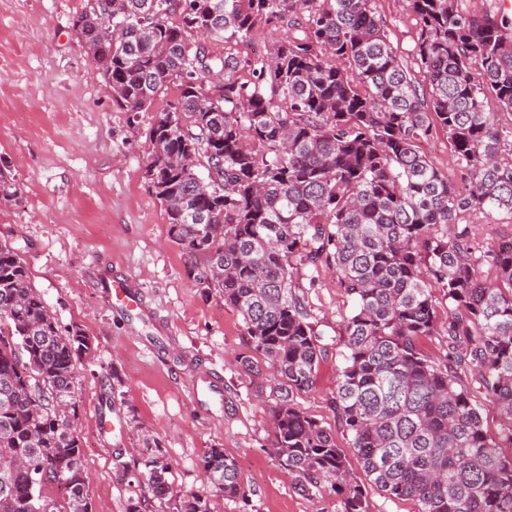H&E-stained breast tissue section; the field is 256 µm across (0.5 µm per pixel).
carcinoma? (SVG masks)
Listing matches in <instances>:
<instances>
[{"label": "carcinoma", "instance_id": "1", "mask_svg": "<svg viewBox=\"0 0 512 512\" xmlns=\"http://www.w3.org/2000/svg\"><path fill=\"white\" fill-rule=\"evenodd\" d=\"M405 6L418 21V77L376 0H84L73 29L117 105L154 113L145 181L203 293L242 317L253 342L243 366L259 375L263 361L280 378L271 453L294 490L338 491L340 512H369L345 450L297 402L326 346L294 270L325 266L353 302L332 404L370 483L417 512H512V458L464 382L479 379L512 421V238L483 250L461 223L471 210L512 214V163L501 161L512 129L485 110L491 94L512 116V19L463 0ZM265 29L287 36L265 55L235 49ZM198 33L226 48L211 51ZM439 130L466 194L420 151ZM19 197L0 157V205ZM433 335L448 339L441 362L420 348ZM88 349L1 240L0 459L24 466L0 482V512L91 509L76 423ZM144 445L146 477L128 512H212L209 497L174 493L157 438ZM202 468L224 499L245 498L224 449Z\"/></svg>", "mask_w": 512, "mask_h": 512}]
</instances>
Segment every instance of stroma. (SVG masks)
<instances>
[{
	"label": "stroma",
	"mask_w": 512,
	"mask_h": 512,
	"mask_svg": "<svg viewBox=\"0 0 512 512\" xmlns=\"http://www.w3.org/2000/svg\"><path fill=\"white\" fill-rule=\"evenodd\" d=\"M83 0H0V156L21 200L0 206V240L20 250L32 286L62 328L80 327L90 347L77 363L84 464L94 512H127L131 482L157 437L180 494H205L214 512H338L327 490L310 499L292 488L269 453L273 436L271 370L254 376L241 363L252 340L241 316L218 296H203L185 251L171 241L167 215L143 177L146 126H132L94 72L73 29ZM388 37L408 66L417 21L400 0H377ZM422 152L457 189L460 164L443 134ZM479 246L512 235V214L469 211ZM128 280L145 298L150 322L112 306L108 287ZM295 279L314 331L327 347L301 409L349 435L332 397L352 305L328 269ZM216 375L224 402L202 406L194 381ZM223 449L240 471L246 500L229 501L205 482L201 460Z\"/></svg>",
	"instance_id": "obj_1"
}]
</instances>
